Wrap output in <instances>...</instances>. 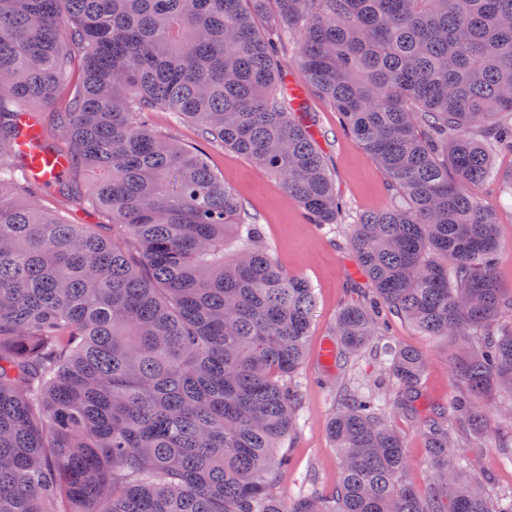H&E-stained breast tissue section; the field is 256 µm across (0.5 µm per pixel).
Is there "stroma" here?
Instances as JSON below:
<instances>
[{
	"mask_svg": "<svg viewBox=\"0 0 512 512\" xmlns=\"http://www.w3.org/2000/svg\"><path fill=\"white\" fill-rule=\"evenodd\" d=\"M306 121L327 159L336 191L346 205L342 223H308L279 181L245 156L228 147L205 141L188 121L168 112L151 117L154 129L202 149L226 186L238 196L246 218L262 226L264 243L273 261L291 275L307 278L314 287L307 355L292 382L300 393L298 426L286 440V466L271 477L272 493L283 499L311 491L332 494L339 477V456L326 437L325 425L336 405V383L327 376L319 353L332 339L336 317L347 303L369 300L372 290L358 272L348 226L365 212L388 207L398 199L385 174L371 161L359 143L344 129L342 120L312 87L303 89ZM496 177L479 186L483 207L498 219V233L505 251L496 275L505 294H512V153L494 155ZM386 341L420 351L426 361L422 391L435 407H449L461 391L453 378L448 356L453 342L432 338L412 325L393 320ZM391 426L400 434L409 454L408 481L420 493H428L431 478L420 425L400 413H390ZM484 447L469 451L463 480L479 479L487 497L498 501L512 496V458L504 446L512 444V427L492 417Z\"/></svg>",
	"mask_w": 512,
	"mask_h": 512,
	"instance_id": "stroma-1",
	"label": "stroma"
}]
</instances>
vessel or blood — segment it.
Listing matches in <instances>:
<instances>
[{"label":"vessel or blood","instance_id":"b4317fda","mask_svg":"<svg viewBox=\"0 0 512 512\" xmlns=\"http://www.w3.org/2000/svg\"><path fill=\"white\" fill-rule=\"evenodd\" d=\"M19 135L15 152L33 183L43 188L54 187L70 165L67 154L44 148L41 131L32 118L22 115L17 119Z\"/></svg>","mask_w":512,"mask_h":512}]
</instances>
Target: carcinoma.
<instances>
[{"mask_svg": "<svg viewBox=\"0 0 512 512\" xmlns=\"http://www.w3.org/2000/svg\"><path fill=\"white\" fill-rule=\"evenodd\" d=\"M0 0V512H512L478 481L486 401L512 424V296L496 279V216L476 186L512 148V0ZM293 43L304 81L340 114L400 202L350 242L373 302L347 304L342 366L372 353L391 406L423 426L431 488L384 398L340 385L326 430L336 491L269 493L300 406L311 283L281 271L262 228L201 150L149 127L165 109L274 175L310 223L345 207L278 70ZM84 81L59 117L69 171L99 174L72 224L25 204L16 118L55 103L72 47ZM459 338L456 428L423 403L424 358L380 343L379 314Z\"/></svg>", "mask_w": 512, "mask_h": 512, "instance_id": "cac0c4a2", "label": "carcinoma"}]
</instances>
